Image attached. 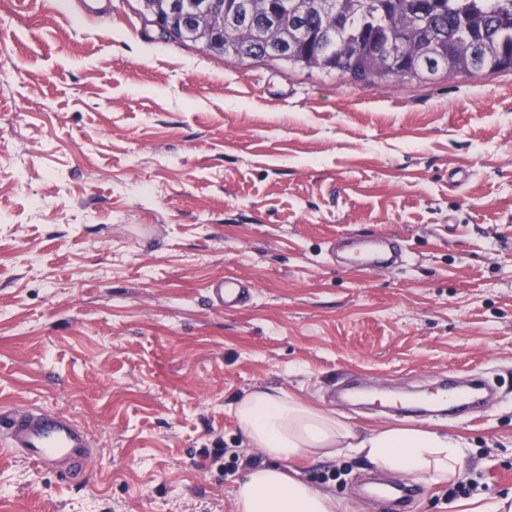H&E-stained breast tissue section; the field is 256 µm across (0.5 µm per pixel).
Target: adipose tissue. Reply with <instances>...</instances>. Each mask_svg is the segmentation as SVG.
<instances>
[{
  "mask_svg": "<svg viewBox=\"0 0 512 512\" xmlns=\"http://www.w3.org/2000/svg\"><path fill=\"white\" fill-rule=\"evenodd\" d=\"M233 410L250 445L267 459L239 481L237 512H337L335 498L285 470V462L303 455L336 459L356 454L378 470L433 484L454 480L467 456L462 438L392 424L361 431L281 389L256 388L239 398Z\"/></svg>",
  "mask_w": 512,
  "mask_h": 512,
  "instance_id": "obj_1",
  "label": "adipose tissue"
}]
</instances>
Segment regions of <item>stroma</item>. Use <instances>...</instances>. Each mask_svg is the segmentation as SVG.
Wrapping results in <instances>:
<instances>
[{
  "instance_id": "obj_1",
  "label": "stroma",
  "mask_w": 512,
  "mask_h": 512,
  "mask_svg": "<svg viewBox=\"0 0 512 512\" xmlns=\"http://www.w3.org/2000/svg\"><path fill=\"white\" fill-rule=\"evenodd\" d=\"M382 232L401 269L337 265ZM227 276L246 306L211 304ZM478 372L480 413L409 420L470 445L412 512L512 496V69L360 83L202 52L137 0H0V410L70 416L97 454L77 483L0 456V512H234L245 392L370 429ZM291 467L387 512L363 458Z\"/></svg>"
}]
</instances>
